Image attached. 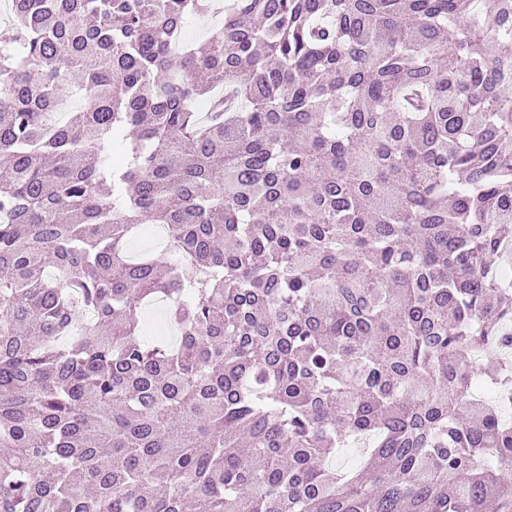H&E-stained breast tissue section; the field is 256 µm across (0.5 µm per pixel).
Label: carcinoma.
<instances>
[{
	"label": "carcinoma",
	"mask_w": 512,
	"mask_h": 512,
	"mask_svg": "<svg viewBox=\"0 0 512 512\" xmlns=\"http://www.w3.org/2000/svg\"><path fill=\"white\" fill-rule=\"evenodd\" d=\"M9 2L0 512H512V0ZM220 22L218 15H191L184 26L185 37L190 41L211 37L220 28ZM162 305L149 304L144 311L143 328L138 340L145 344H154L156 341L164 340L166 342H175L177 332L167 325L164 318Z\"/></svg>",
	"instance_id": "cac0c4a2"
}]
</instances>
